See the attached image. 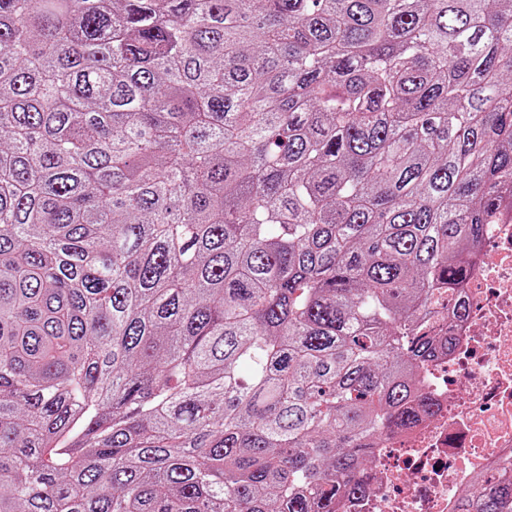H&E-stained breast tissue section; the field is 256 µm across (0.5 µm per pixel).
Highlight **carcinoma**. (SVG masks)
<instances>
[{
	"instance_id": "carcinoma-1",
	"label": "carcinoma",
	"mask_w": 512,
	"mask_h": 512,
	"mask_svg": "<svg viewBox=\"0 0 512 512\" xmlns=\"http://www.w3.org/2000/svg\"><path fill=\"white\" fill-rule=\"evenodd\" d=\"M509 182L512 0H0V512H335Z\"/></svg>"
}]
</instances>
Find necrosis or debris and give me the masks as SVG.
Wrapping results in <instances>:
<instances>
[{
	"label": "necrosis or debris",
	"mask_w": 512,
	"mask_h": 512,
	"mask_svg": "<svg viewBox=\"0 0 512 512\" xmlns=\"http://www.w3.org/2000/svg\"><path fill=\"white\" fill-rule=\"evenodd\" d=\"M485 227L451 353L420 376L435 413L383 438L367 491L337 512H454L491 457L512 454V205Z\"/></svg>",
	"instance_id": "4bbe7bcc"
}]
</instances>
